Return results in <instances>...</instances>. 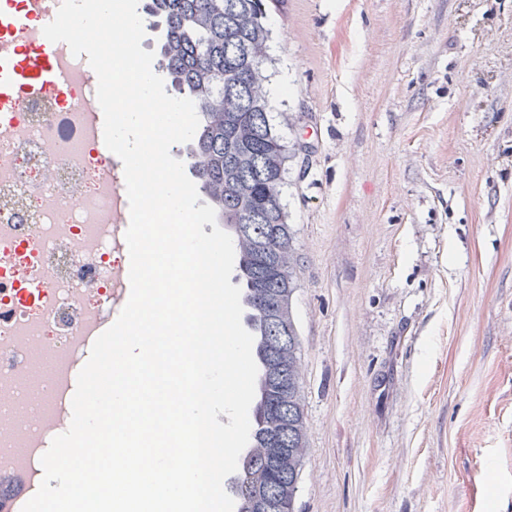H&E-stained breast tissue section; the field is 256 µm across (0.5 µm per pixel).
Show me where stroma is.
I'll return each instance as SVG.
<instances>
[{
    "label": "stroma",
    "instance_id": "1",
    "mask_svg": "<svg viewBox=\"0 0 512 512\" xmlns=\"http://www.w3.org/2000/svg\"><path fill=\"white\" fill-rule=\"evenodd\" d=\"M294 512H512V0H288Z\"/></svg>",
    "mask_w": 512,
    "mask_h": 512
}]
</instances>
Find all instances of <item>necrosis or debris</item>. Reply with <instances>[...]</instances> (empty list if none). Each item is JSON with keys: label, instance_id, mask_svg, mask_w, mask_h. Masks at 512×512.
<instances>
[{"label": "necrosis or debris", "instance_id": "1", "mask_svg": "<svg viewBox=\"0 0 512 512\" xmlns=\"http://www.w3.org/2000/svg\"><path fill=\"white\" fill-rule=\"evenodd\" d=\"M69 81L11 108L0 103V380L18 395L37 391L24 418L0 400V423L31 436L23 458L0 435V468L23 462L30 487L43 472L40 459L66 432L80 362L94 335L79 330L94 319L105 328L117 292L114 269L118 228L114 190L103 183L110 166L101 146L87 137L84 105L97 82L86 56L63 48ZM46 342L52 371L28 376L33 342Z\"/></svg>", "mask_w": 512, "mask_h": 512}]
</instances>
